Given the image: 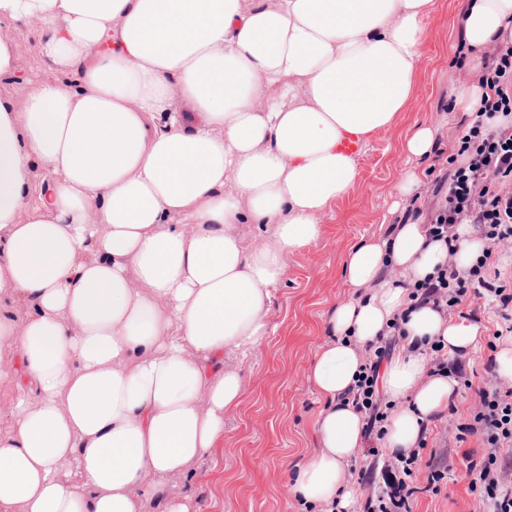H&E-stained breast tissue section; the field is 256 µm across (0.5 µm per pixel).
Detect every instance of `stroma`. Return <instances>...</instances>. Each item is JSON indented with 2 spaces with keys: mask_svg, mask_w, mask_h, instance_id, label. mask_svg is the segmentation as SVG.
<instances>
[{
  "mask_svg": "<svg viewBox=\"0 0 512 512\" xmlns=\"http://www.w3.org/2000/svg\"><path fill=\"white\" fill-rule=\"evenodd\" d=\"M0 35L27 48L14 77L0 81V95L20 108L31 79H51L55 73L34 49L35 27L1 25ZM462 41L459 0H441L422 47L415 98L391 130L367 141L358 158L360 181L324 217L320 243L289 259L270 308L271 335L244 359L227 356V363H239L243 371V403L224 418L222 447L201 460L188 477L172 482L174 490H191L199 512H297L289 494L288 471L316 446L312 425L320 403L307 374L323 340L320 316L349 295L342 269L348 246L412 218L427 220L436 203V184L446 178L448 159L457 154L468 126L452 108L453 93L461 82ZM417 120L437 128L436 149L420 163L425 178L417 199L399 204L396 185L405 158L397 141ZM452 316L482 329L465 369L475 385H483L491 378L486 365L494 353L487 343L498 327L496 308L476 299ZM472 402L470 391L458 390L454 413H443L430 422L422 460L446 469L447 476L439 493H417L414 512H482V504L469 489L466 460L481 458L483 444L476 435L457 442L451 431L453 423L466 422Z\"/></svg>",
  "mask_w": 512,
  "mask_h": 512,
  "instance_id": "stroma-1",
  "label": "stroma"
}]
</instances>
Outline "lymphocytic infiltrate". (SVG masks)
<instances>
[{"label":"lymphocytic infiltrate","instance_id":"1","mask_svg":"<svg viewBox=\"0 0 512 512\" xmlns=\"http://www.w3.org/2000/svg\"><path fill=\"white\" fill-rule=\"evenodd\" d=\"M479 82L489 95L481 116L461 138L459 151L465 162L450 167L447 182L436 187L439 201L429 219L428 235L444 241L453 253L457 250L456 226L475 224L488 247L468 270L447 263L435 276L414 284L411 295L432 303L442 313L472 296L490 298L502 319L497 336H511L512 289L491 275L489 266L494 250L512 251V130L490 126L486 119L512 115V45H490ZM402 340L397 329L364 349V366L351 397L365 418L367 438L379 440L385 434L391 406L379 387V370ZM436 366L474 394L468 421L455 426L457 440L476 434L486 447L481 459L466 466L472 492L490 512H512V480L500 460L501 451H512V384L495 381L477 387L459 364L438 359ZM421 460L420 451L415 450L388 461L382 470L381 491L367 496L359 512H412L418 491L414 478Z\"/></svg>","mask_w":512,"mask_h":512}]
</instances>
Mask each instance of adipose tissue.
<instances>
[{
  "mask_svg": "<svg viewBox=\"0 0 512 512\" xmlns=\"http://www.w3.org/2000/svg\"><path fill=\"white\" fill-rule=\"evenodd\" d=\"M438 0H0L33 25L57 73L23 108L0 97V512H197L170 480L224 438L245 377L225 353L270 336L289 256L359 179L339 142L391 129L416 93ZM467 62L512 44V0H464ZM434 131L414 123L400 200L423 182ZM44 186L32 198L31 172ZM257 225L246 244L240 225ZM456 255L419 221L351 246L350 295L324 321L308 369L317 442L289 492L302 512H343L364 439L348 400L361 349L404 317L381 368L389 455L413 451L457 381L430 372L432 342L470 355L477 323L410 287ZM398 269L402 278L385 277ZM24 318H17V309Z\"/></svg>",
  "mask_w": 512,
  "mask_h": 512,
  "instance_id": "1",
  "label": "adipose tissue"
}]
</instances>
